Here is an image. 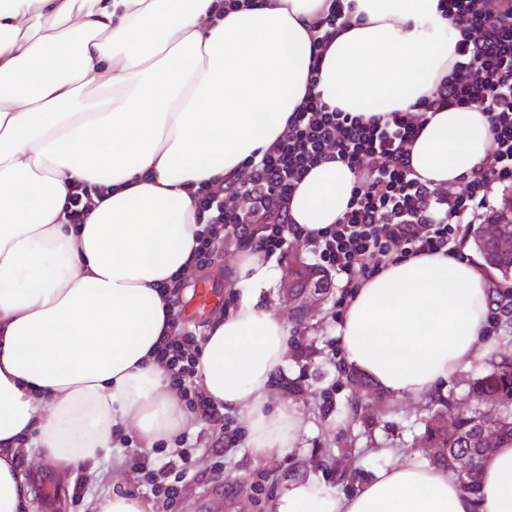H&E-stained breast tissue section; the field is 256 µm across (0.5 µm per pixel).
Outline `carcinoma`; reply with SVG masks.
Returning <instances> with one entry per match:
<instances>
[{
	"label": "carcinoma",
	"instance_id": "cac0c4a2",
	"mask_svg": "<svg viewBox=\"0 0 512 512\" xmlns=\"http://www.w3.org/2000/svg\"><path fill=\"white\" fill-rule=\"evenodd\" d=\"M470 393L474 408L458 419L456 428L448 432L426 423L424 434L437 447L448 450V457L455 459L470 452L467 442L475 428L476 418L483 416L481 405H497L496 417L503 424V431L495 445L512 444V362L489 363L474 371Z\"/></svg>",
	"mask_w": 512,
	"mask_h": 512
}]
</instances>
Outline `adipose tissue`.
Listing matches in <instances>:
<instances>
[{"label": "adipose tissue", "instance_id": "adipose-tissue-1", "mask_svg": "<svg viewBox=\"0 0 512 512\" xmlns=\"http://www.w3.org/2000/svg\"><path fill=\"white\" fill-rule=\"evenodd\" d=\"M0 0V512H22L23 460L97 464L117 426L145 447L191 423L153 351L169 331L173 277L196 266L193 195L233 179L286 129L308 93L311 27L327 0ZM437 0H358L321 61V98L366 117L430 94L455 61ZM477 107L426 113L413 178L471 180L489 153ZM355 176L325 160L302 176L288 217L336 223ZM88 188L95 206L70 221ZM271 264L244 243L237 307L199 342L195 382L237 412L261 459L292 452L302 420L270 407L290 325L262 298ZM493 294L470 250L390 263L348 301L337 328L348 371L396 397L447 391L490 359ZM274 512H512V445L479 470L476 494L410 456L345 496L292 474Z\"/></svg>", "mask_w": 512, "mask_h": 512}]
</instances>
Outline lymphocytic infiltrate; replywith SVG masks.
I'll use <instances>...</instances> for the list:
<instances>
[{
  "label": "lymphocytic infiltrate",
  "mask_w": 512,
  "mask_h": 512,
  "mask_svg": "<svg viewBox=\"0 0 512 512\" xmlns=\"http://www.w3.org/2000/svg\"><path fill=\"white\" fill-rule=\"evenodd\" d=\"M357 0H330L312 39L310 91L288 118V132L276 147L251 160L245 174L229 186L196 193L199 262H207L224 243L251 235L260 227L259 248L265 258L283 252L298 229L288 222V200L307 169L336 159L356 177L341 219L310 237L320 265L334 269L345 282L336 306L345 308L349 293L384 268L388 261L455 252L462 225L473 223L477 210L494 213L491 196L512 191V0H438L437 11L457 30L455 61L431 95L406 109L364 117L330 107L316 87L322 52L336 29L347 24ZM479 65L487 81L464 78ZM479 107L492 131L482 171L454 198L412 178L410 151L420 132L418 113L444 106ZM171 334L158 357L171 370L172 384L184 393L190 409L216 421L217 407L195 385L198 340L185 332L179 315L170 319ZM190 449L175 450L160 468L144 456L131 466L141 471L155 494L171 500L180 492L181 468Z\"/></svg>",
  "instance_id": "f902f5d3"
}]
</instances>
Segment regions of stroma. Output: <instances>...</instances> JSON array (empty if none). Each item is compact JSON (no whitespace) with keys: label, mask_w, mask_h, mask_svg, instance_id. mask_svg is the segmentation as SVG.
<instances>
[{"label":"stroma","mask_w":512,"mask_h":512,"mask_svg":"<svg viewBox=\"0 0 512 512\" xmlns=\"http://www.w3.org/2000/svg\"><path fill=\"white\" fill-rule=\"evenodd\" d=\"M237 242L225 244L211 264L199 267L194 280L178 291L181 320L188 330L205 334L212 320L236 302L232 275ZM212 286L221 300L204 313L192 309L198 284ZM336 296H329L308 321L293 325L288 363L276 380L272 405L293 404L305 431L287 456L255 460L244 443L242 417L225 414L223 421L194 416L185 429L196 443L186 466L179 498L166 502L153 497L130 467L131 457L143 454L136 434L101 460L95 474L79 469H53L57 494L40 504L35 486H28L26 512H89L90 500L115 492L151 502L155 512H272L271 503L282 481L293 472H312L343 493L360 490L381 467L401 462L419 446L423 422L433 409L429 399L393 397L374 386L359 387L350 379L335 349L339 338ZM84 496H76L77 483Z\"/></svg>","instance_id":"35a3bbf8"}]
</instances>
